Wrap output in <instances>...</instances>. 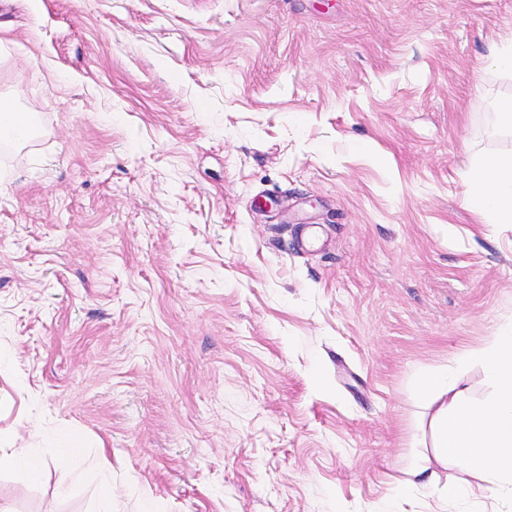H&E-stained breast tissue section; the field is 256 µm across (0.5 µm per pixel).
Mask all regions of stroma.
<instances>
[{
	"label": "stroma",
	"mask_w": 512,
	"mask_h": 512,
	"mask_svg": "<svg viewBox=\"0 0 512 512\" xmlns=\"http://www.w3.org/2000/svg\"><path fill=\"white\" fill-rule=\"evenodd\" d=\"M510 45L512 0H0V448L74 456L0 512H448L396 482L512 325L464 203ZM0 112V142L3 144H23L29 137L31 125L28 120L14 110L4 109Z\"/></svg>",
	"instance_id": "35a3bbf8"
}]
</instances>
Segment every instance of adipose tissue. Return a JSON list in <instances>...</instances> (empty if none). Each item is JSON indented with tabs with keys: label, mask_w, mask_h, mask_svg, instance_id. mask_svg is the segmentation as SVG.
Listing matches in <instances>:
<instances>
[{
	"label": "adipose tissue",
	"mask_w": 512,
	"mask_h": 512,
	"mask_svg": "<svg viewBox=\"0 0 512 512\" xmlns=\"http://www.w3.org/2000/svg\"><path fill=\"white\" fill-rule=\"evenodd\" d=\"M466 199L480 215L512 222V158L484 159L469 180ZM483 366L493 394L474 405L462 382L465 365ZM418 402L428 418L430 442L416 451L403 484L412 490L439 488L456 512L496 495L512 499V326L488 345L469 351L449 369L425 376ZM455 467L459 480L439 483V470Z\"/></svg>",
	"instance_id": "adipose-tissue-1"
}]
</instances>
